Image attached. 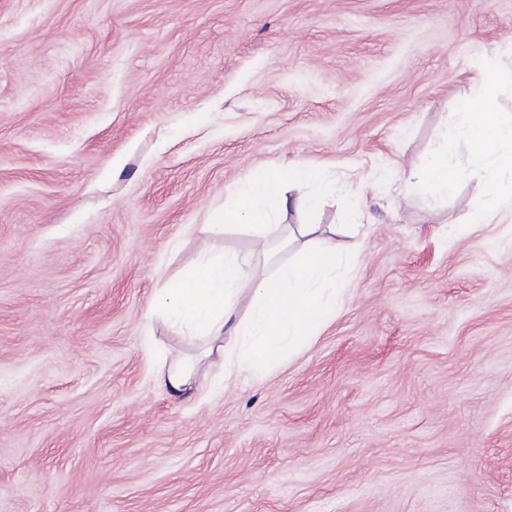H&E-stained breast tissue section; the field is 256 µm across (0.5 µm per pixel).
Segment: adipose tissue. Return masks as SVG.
<instances>
[{"mask_svg":"<svg viewBox=\"0 0 512 512\" xmlns=\"http://www.w3.org/2000/svg\"><path fill=\"white\" fill-rule=\"evenodd\" d=\"M507 77L499 67L483 68L475 96L462 105L441 150L411 170L409 184L430 196L448 197L460 179L451 157L457 144L465 143L482 161L474 176L484 196L502 218L512 219V197L502 196L499 188L503 174H512V113L499 111L492 102L494 90ZM327 185L326 174L311 166L256 170L222 215L225 224L255 232L254 253L205 254L160 288L152 301L151 311L201 341L205 354H222L225 378L263 377L335 315V236L304 250L291 265L259 271L253 263L255 253L267 251L271 238L293 240L312 233V225H283L275 218L290 208L300 213L315 210ZM244 293L249 303L242 312L238 300Z\"/></svg>","mask_w":512,"mask_h":512,"instance_id":"1","label":"adipose tissue"}]
</instances>
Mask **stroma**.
I'll list each match as a JSON object with an SVG mask.
<instances>
[{
    "mask_svg": "<svg viewBox=\"0 0 512 512\" xmlns=\"http://www.w3.org/2000/svg\"><path fill=\"white\" fill-rule=\"evenodd\" d=\"M512 0H0V512H512V225L407 183ZM323 168L353 270L265 377L149 306L260 167ZM361 227L352 237L347 227ZM158 381L173 395H181L192 387L194 378V366L190 362L180 359L175 360L166 368L157 364Z\"/></svg>",
    "mask_w": 512,
    "mask_h": 512,
    "instance_id": "1",
    "label": "stroma"
}]
</instances>
